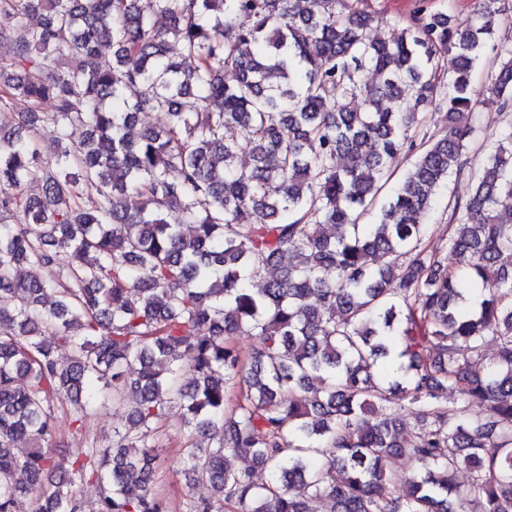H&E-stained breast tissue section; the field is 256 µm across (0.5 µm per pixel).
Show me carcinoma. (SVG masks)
<instances>
[{"label":"carcinoma","mask_w":512,"mask_h":512,"mask_svg":"<svg viewBox=\"0 0 512 512\" xmlns=\"http://www.w3.org/2000/svg\"><path fill=\"white\" fill-rule=\"evenodd\" d=\"M498 2L465 20L420 5L386 40L359 0H0V109L20 124L0 131V512L21 495L36 512H166L155 435L173 405L216 439L184 449L212 489L188 512H512V120L479 166L466 155L478 105L512 112ZM452 177L470 190L443 252L425 217ZM241 334L260 340L249 361ZM107 390L134 393L112 444L45 481L55 403L78 432Z\"/></svg>","instance_id":"1"}]
</instances>
